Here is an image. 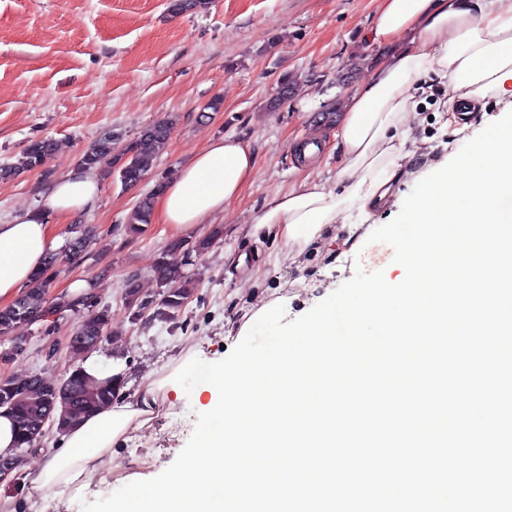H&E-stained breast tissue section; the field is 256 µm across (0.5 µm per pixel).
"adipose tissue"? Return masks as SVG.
Listing matches in <instances>:
<instances>
[{"mask_svg": "<svg viewBox=\"0 0 512 512\" xmlns=\"http://www.w3.org/2000/svg\"><path fill=\"white\" fill-rule=\"evenodd\" d=\"M367 41L382 49L371 75L349 99L336 132L344 165L340 189L307 177L273 197L253 217L255 231L298 252L319 250L337 220L347 221V244L361 243L352 215L369 218L406 174L405 159L417 149L411 90L431 71L448 82L449 104L475 105L512 94V0H383ZM255 154L241 139L211 140L181 166L157 196L172 233L223 213L252 178ZM99 184L90 173L59 179L38 206L0 224V305H10L57 249L46 215L67 217L89 207ZM158 381L141 385L132 401L86 418L64 435V446L40 468H27L31 490L82 483L111 454L116 439L156 415Z\"/></svg>", "mask_w": 512, "mask_h": 512, "instance_id": "obj_1", "label": "adipose tissue"}]
</instances>
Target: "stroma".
<instances>
[{"mask_svg":"<svg viewBox=\"0 0 512 512\" xmlns=\"http://www.w3.org/2000/svg\"><path fill=\"white\" fill-rule=\"evenodd\" d=\"M380 0H210L205 9L171 16L166 0H0V164L30 140L53 137L63 148L35 170L0 181V224L35 207L50 186L78 167L80 153L112 129L131 140L145 126L165 117L176 124L153 169L134 188L122 186L111 157L94 170L100 190L93 205L67 221L47 215L60 239L72 224L94 227L103 253L73 263L57 250V288L76 279L94 281L98 299L112 310L122 336L112 349L126 363L128 393L168 373L191 351L222 360L235 346L227 324L243 321L255 305L282 300L287 319L298 318L327 298L356 271L384 270L388 282L400 279L391 246L343 243L335 229L319 251L297 254L283 242L256 235L252 217L274 196L288 193L306 174L336 187L341 167L336 129L321 126L318 114L329 104L343 106L354 84L370 74L355 72L350 87L340 77L352 57L375 60L381 53L364 35ZM298 74L293 98L278 111L267 103L280 77ZM428 89L415 108L427 139L406 160L408 170L389 200L367 223L379 228L392 221L415 185L445 166L479 134L503 104L487 99L464 128L448 130V88L427 75ZM222 111L204 113L214 96ZM248 142L256 155L251 182L214 222L224 239L196 259L189 272L194 294L173 322L135 320L125 308L124 289L138 278L147 298L159 288L154 263L172 235L153 220L137 235L125 225L137 201L156 180L168 178L214 137ZM314 141L317 149L302 158L297 147ZM246 255L247 264L227 276L225 255ZM76 318L70 314L21 326L24 355L0 361V379L39 375L68 376L75 361L66 347ZM209 394L166 393L154 420L131 428L112 446L87 485L32 491L22 476L0 484V500L10 512H83L82 505L105 498L137 479H151L168 468L191 438L197 412Z\"/></svg>","mask_w":512,"mask_h":512,"instance_id":"1","label":"stroma"}]
</instances>
